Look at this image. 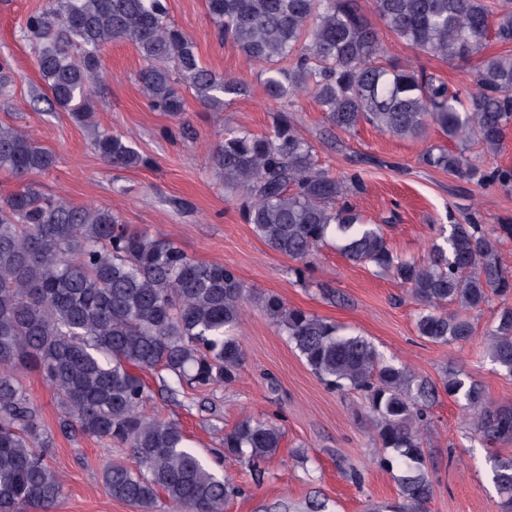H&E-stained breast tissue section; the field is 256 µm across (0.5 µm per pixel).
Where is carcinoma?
<instances>
[{"mask_svg":"<svg viewBox=\"0 0 512 512\" xmlns=\"http://www.w3.org/2000/svg\"><path fill=\"white\" fill-rule=\"evenodd\" d=\"M207 7L215 39L261 66L265 92L278 104L268 132H226L210 149L212 168L255 234L297 261L300 278L329 239L349 260L390 273L418 303V333L433 343L469 341L474 326L465 312L497 298L488 357L512 377V273L499 261L512 224H452L428 261L402 260L382 226L351 204L359 176L318 167L314 146L288 117L310 93L331 131L368 124L415 140L433 124L458 147L430 148L423 164L512 188V168L487 171L465 149L475 140L492 152L504 144L512 127V54L481 57L472 87L456 89L422 67L385 61L359 0H207ZM373 11L399 39L448 62L472 59L490 35L512 42V0H374ZM21 37L51 101L81 123L91 122L109 42L135 47L143 61L136 80L161 112H184L187 92L214 111L246 92L239 78L203 65L192 39L169 20L166 0H49L27 18ZM93 144L110 165L149 163L120 133L98 132ZM55 162L31 136L0 124V169L24 178ZM250 300L232 269L195 261L173 239L133 229L110 208L54 199L32 183L1 196L0 512H55L64 497L40 411L18 378L28 370L52 389L64 436L106 440L135 459L134 468L103 469L112 498L147 512L162 499L171 512H224L241 488L218 466L233 458L259 467L279 450L281 428L246 417L224 433L210 461L176 423L146 413L148 393L134 369L165 373L171 401L234 382L244 361L234 331ZM260 305L326 386L365 396L376 438L389 450L378 465L399 473L398 500L366 512H426L433 461L423 434L442 392L471 412L485 442L512 440V406L491 404L464 371L447 368L435 382L395 364L367 337L288 308L275 295ZM443 305L457 310L442 313ZM485 463L501 509L512 512V457L490 454Z\"/></svg>","mask_w":512,"mask_h":512,"instance_id":"cac0c4a2","label":"carcinoma"}]
</instances>
